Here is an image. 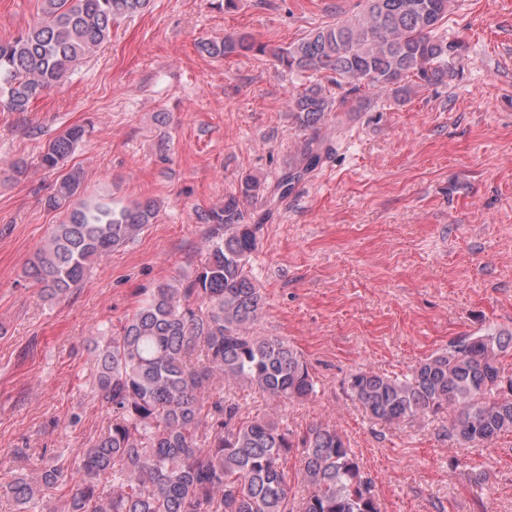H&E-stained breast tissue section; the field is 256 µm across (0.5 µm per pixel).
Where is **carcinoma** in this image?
Returning a JSON list of instances; mask_svg holds the SVG:
<instances>
[{"label":"carcinoma","mask_w":512,"mask_h":512,"mask_svg":"<svg viewBox=\"0 0 512 512\" xmlns=\"http://www.w3.org/2000/svg\"><path fill=\"white\" fill-rule=\"evenodd\" d=\"M451 3L366 0L354 19L313 29L285 47L238 33L202 48L224 57L268 54L290 71H311L342 89L334 98L313 81L293 99L294 122L314 131L331 112L366 107L376 89L405 102L414 92L411 78L427 85L453 78L464 42L442 32ZM148 4L42 0L37 24L0 40V109L28 111L110 39L116 21ZM84 135L79 125L66 129L37 160L58 173L45 206L66 212L23 270L49 299L78 287L97 262L138 238L158 215L151 200L117 208L79 199L81 172L63 167ZM333 149L309 137L274 185L241 178L238 193L200 216L208 253L194 276L159 284L120 327L100 330L89 386L106 403L110 424L83 450L78 477L49 459L39 481L20 473L0 485L18 512H381L373 480L336 426L317 422L297 432L268 414L242 416L236 400L242 384L277 404L316 393L301 353L281 337L253 331L262 294L248 266L271 209L251 223L243 202L287 195ZM511 350L512 333L459 336L407 374L357 371L347 391L372 418L393 426L446 412L449 436L489 450L512 433V393L500 392L504 381L512 382L501 368ZM296 449L306 490L297 511L287 470ZM70 483L69 498L48 509L46 489Z\"/></svg>","instance_id":"obj_1"}]
</instances>
